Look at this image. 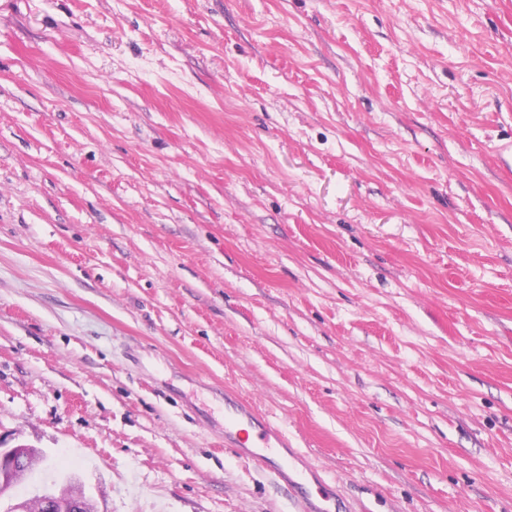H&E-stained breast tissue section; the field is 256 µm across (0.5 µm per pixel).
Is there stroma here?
Listing matches in <instances>:
<instances>
[{
  "mask_svg": "<svg viewBox=\"0 0 512 512\" xmlns=\"http://www.w3.org/2000/svg\"><path fill=\"white\" fill-rule=\"evenodd\" d=\"M512 512V0H0V448L99 512ZM224 444L250 462L269 470L282 481L289 498L299 512H350L344 500L323 493L320 488L312 494L308 475L296 472L290 475L288 456L298 458L288 448V438L282 429L246 403L241 396L224 394ZM346 511H337V510Z\"/></svg>",
  "mask_w": 512,
  "mask_h": 512,
  "instance_id": "obj_1",
  "label": "stroma"
}]
</instances>
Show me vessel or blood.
Instances as JSON below:
<instances>
[{
    "instance_id": "obj_1",
    "label": "vessel or blood",
    "mask_w": 512,
    "mask_h": 512,
    "mask_svg": "<svg viewBox=\"0 0 512 512\" xmlns=\"http://www.w3.org/2000/svg\"><path fill=\"white\" fill-rule=\"evenodd\" d=\"M224 443L282 481L300 512H344V500L320 491L310 492L305 473H289L288 458L292 451L285 431L274 427L242 397L224 398Z\"/></svg>"
}]
</instances>
